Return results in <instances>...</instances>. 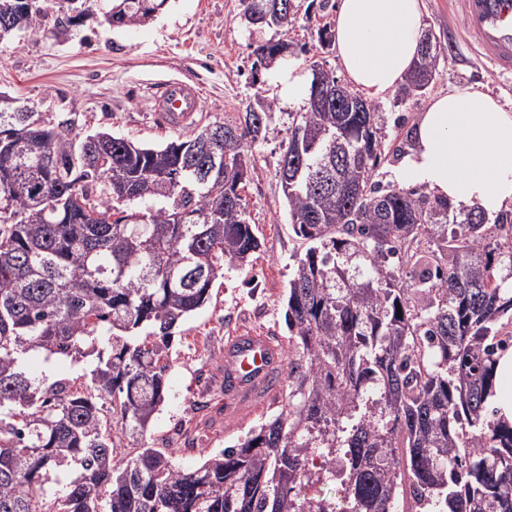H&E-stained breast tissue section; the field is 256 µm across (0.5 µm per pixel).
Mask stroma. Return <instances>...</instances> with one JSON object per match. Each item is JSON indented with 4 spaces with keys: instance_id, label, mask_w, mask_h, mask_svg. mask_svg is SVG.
<instances>
[{
    "instance_id": "obj_1",
    "label": "stroma",
    "mask_w": 512,
    "mask_h": 512,
    "mask_svg": "<svg viewBox=\"0 0 512 512\" xmlns=\"http://www.w3.org/2000/svg\"><path fill=\"white\" fill-rule=\"evenodd\" d=\"M339 0H296L298 21L285 34L295 47L303 75L322 63L338 79L346 73L333 44L322 41L333 29ZM423 24L446 47L426 95L381 100L384 120L377 135L386 158L373 181L394 188L392 167L407 150L406 135L430 97L453 89H474L512 109V77L496 75L450 26L449 0H423ZM44 10L38 35L0 42V92L34 107L52 122L70 120L74 134L104 130L143 145L159 146L174 136L189 137L196 126L234 119L257 99H273L269 138L252 148L254 170L244 194L246 216L264 242L246 267L225 273L211 301L173 333L168 356L167 395L152 428L156 447L169 448L177 466L199 465L213 450L236 446L270 415L288 407L287 393L225 430L218 413L224 401V340L237 330L264 331L287 342L284 322L288 279L305 248L288 223V206L277 175L288 140L292 111L281 91L280 68L253 71L257 46L275 37L272 29L248 23L240 0H167L142 25L114 28L103 14L110 0H87L74 17L69 0H39ZM178 80L199 85L202 107L195 125L173 132L152 118L151 90Z\"/></svg>"
}]
</instances>
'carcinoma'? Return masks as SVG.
<instances>
[{"mask_svg": "<svg viewBox=\"0 0 512 512\" xmlns=\"http://www.w3.org/2000/svg\"><path fill=\"white\" fill-rule=\"evenodd\" d=\"M156 10L117 0L112 20ZM287 46L268 40L257 62ZM444 52L419 49L398 96L425 94ZM313 94L277 171L307 245L288 281V410L196 469L146 433L172 330L262 246L243 192L275 103L211 123L209 150L77 139L39 112L0 111V512H305L301 489L334 479L337 502L314 512H512V422L489 407L512 347V220L380 192V105L336 77L322 106ZM35 351L87 367L33 379ZM317 457L342 470L312 469ZM72 468L46 502L51 475Z\"/></svg>", "mask_w": 512, "mask_h": 512, "instance_id": "obj_1", "label": "carcinoma"}]
</instances>
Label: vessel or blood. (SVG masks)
<instances>
[{
	"mask_svg": "<svg viewBox=\"0 0 512 512\" xmlns=\"http://www.w3.org/2000/svg\"><path fill=\"white\" fill-rule=\"evenodd\" d=\"M460 23L459 35L502 76H512V0H451ZM199 87L168 81L155 87L153 112L165 126L190 125L200 110ZM224 378L232 387L225 394L224 426L275 400L283 385V360L274 337L240 331L224 342Z\"/></svg>",
	"mask_w": 512,
	"mask_h": 512,
	"instance_id": "obj_1",
	"label": "vessel or blood"
}]
</instances>
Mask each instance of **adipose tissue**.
Returning a JSON list of instances; mask_svg holds the SVG:
<instances>
[{
	"label": "adipose tissue",
	"mask_w": 512,
	"mask_h": 512,
	"mask_svg": "<svg viewBox=\"0 0 512 512\" xmlns=\"http://www.w3.org/2000/svg\"><path fill=\"white\" fill-rule=\"evenodd\" d=\"M422 16L423 0H340L336 51L358 90L382 99L400 86L418 58ZM394 176L455 208L497 215L512 204V110L477 91L432 98Z\"/></svg>",
	"instance_id": "1"
}]
</instances>
